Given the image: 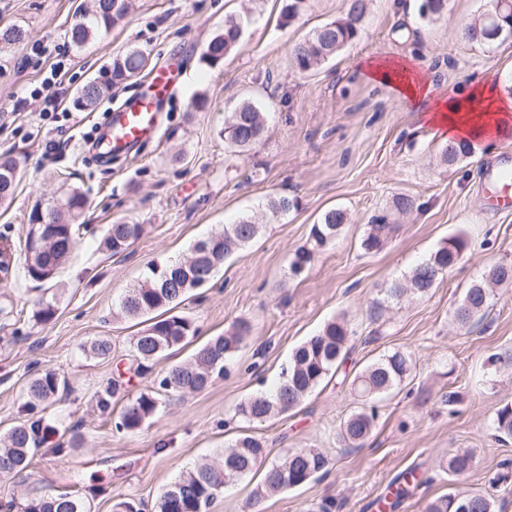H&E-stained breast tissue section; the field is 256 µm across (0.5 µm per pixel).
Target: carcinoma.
<instances>
[{
    "label": "carcinoma",
    "mask_w": 512,
    "mask_h": 512,
    "mask_svg": "<svg viewBox=\"0 0 512 512\" xmlns=\"http://www.w3.org/2000/svg\"><path fill=\"white\" fill-rule=\"evenodd\" d=\"M448 6V0H429L420 5L422 18L438 20ZM369 0H348V8L341 18L327 22L308 37L294 44L293 64L302 72L317 68L335 57L353 42L361 31L367 15ZM129 0H93L90 8L79 11L71 25L69 37L73 44L83 46L102 30L121 23L128 15ZM463 38L473 44L491 47L512 39V19L504 16L498 25L480 15L462 30ZM242 35L241 21L229 17L224 30L207 43L202 59L210 65L219 63L238 45ZM26 32L15 26L0 27V47L22 43ZM148 66V57L133 48L112 58L107 67L87 82L77 96L76 104L85 109L94 107L109 90L139 76ZM267 132V112L250 101L239 104L224 120V140L237 153L248 151L262 140ZM472 143L450 142L439 149V160L454 166L470 155ZM19 177V164L13 158H0V204L12 199ZM59 205L53 209L37 203L30 216V229L24 243L25 271L31 279L52 278L69 258L80 225L77 221L87 206L85 193L75 186H62ZM417 208L416 199L398 194L365 225L360 248L366 253L378 252L397 230L400 219ZM347 214L341 209H330L321 221L311 226L304 245L294 252L288 264L289 275H302L339 235ZM265 229L255 215H244L220 231L197 240L190 253L204 251L213 240H220L219 250L205 256V260L220 268L224 262L246 248ZM141 224L117 221L109 226L102 239L103 248L113 255L123 253L129 244L140 237ZM468 238L460 232L442 243L402 280L393 282L381 296L369 305V316L379 319L392 306L401 304L407 296L423 297L436 287L439 280L463 256ZM206 282L198 276L197 267L183 259L158 268L153 266L143 280L129 288L118 302L119 313L127 319H138L143 328L134 336L132 347L136 372L147 373L154 361L165 351L189 343L195 337L193 321L173 313L188 294L202 288ZM512 286V258L502 257L488 266L481 277L463 292L452 311L453 321L462 328L479 324L494 306L493 288ZM253 330L245 318L235 320L228 330L200 345L187 365H174L155 380V389L141 392L129 400L115 422L118 433L134 432L155 413L161 399L192 393L206 388L213 379L224 375L226 361L241 347ZM350 341L348 325L333 319L322 330L302 343L293 352L273 389L255 395L241 403L236 414L248 423H263L284 414L299 404L326 379L338 373ZM492 374L512 378V347H504L487 358ZM411 355L392 350L359 371L351 381V389L359 397V406L339 426L338 441L344 448H360L373 433L378 413L375 402L396 390L412 375ZM68 388V382L53 370L46 369L32 377L26 385L27 410L32 412L39 404H51ZM42 419L29 418L15 425L0 446V467L17 474L26 470L39 451ZM490 428L500 440L512 439V403L499 408ZM265 457L264 442L244 433L224 452L220 465L199 462L181 474L163 491L155 512H209L212 504L224 492L226 485L249 475ZM474 456L468 451L451 455L442 470L459 475L470 469ZM325 456L311 449H292L276 462L269 464L263 476L261 490L276 494L302 486L312 477L327 471ZM6 512H85L84 503L69 493L30 499L24 503L11 502ZM424 512H496L495 496L487 491L455 490L428 501Z\"/></svg>",
    "instance_id": "carcinoma-1"
}]
</instances>
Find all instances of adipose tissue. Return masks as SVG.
<instances>
[{
	"label": "adipose tissue",
	"mask_w": 512,
	"mask_h": 512,
	"mask_svg": "<svg viewBox=\"0 0 512 512\" xmlns=\"http://www.w3.org/2000/svg\"><path fill=\"white\" fill-rule=\"evenodd\" d=\"M363 68L370 80L388 85L409 101L421 122L441 138L491 141L512 134V97L503 95L492 78H476L464 91L444 90L434 86L410 56L373 57Z\"/></svg>",
	"instance_id": "1"
}]
</instances>
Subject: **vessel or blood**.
I'll use <instances>...</instances> for the list:
<instances>
[{
  "label": "vessel or blood",
  "mask_w": 512,
  "mask_h": 512,
  "mask_svg": "<svg viewBox=\"0 0 512 512\" xmlns=\"http://www.w3.org/2000/svg\"><path fill=\"white\" fill-rule=\"evenodd\" d=\"M183 72L174 62L153 70L142 90L113 109L109 124L94 145L105 160L130 154L161 135L165 103L179 89ZM484 193L491 208L512 213V157L505 156L486 168Z\"/></svg>",
  "instance_id": "1"
}]
</instances>
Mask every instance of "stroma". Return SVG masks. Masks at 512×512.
Returning a JSON list of instances; mask_svg holds the SVG:
<instances>
[{"mask_svg": "<svg viewBox=\"0 0 512 512\" xmlns=\"http://www.w3.org/2000/svg\"><path fill=\"white\" fill-rule=\"evenodd\" d=\"M288 0H133L130 15L83 47L68 29L75 9L91 0H0V25H16L25 41L0 49V156L18 161L20 179L10 205L0 206V236L24 240L36 201L57 193L58 172L88 197L83 230L68 261L48 282L29 279L24 254H13L0 279V437L26 419L24 384L53 369L69 383L67 394L41 416L49 430L31 468L0 476V501L19 502L62 492L81 499L87 512H113L134 500L152 512L161 492L201 460L221 462L238 434L261 437L268 461L290 448H316L328 472L285 493H259L261 471L225 488L210 512H312L327 498L337 512H376L397 474L419 468L424 482L395 512H423L426 503L454 486L488 489L512 441H495V411L512 402V381H490L487 357L512 346V288L498 290L495 306L466 331L452 321L464 288L486 267L512 257V214H498L481 192L487 163L512 156V135L484 145L453 167L440 165L442 145L420 126L409 103L390 87L367 80L363 57L411 55L436 85L468 87L473 77L498 80L512 95V40L482 47L462 36L464 24L489 9L490 0H448L436 21L407 11L400 0H372L359 38L310 72L291 60L294 43L343 16L347 0H305L299 16L282 25ZM241 19L238 47L210 66L202 51L228 16ZM46 45L47 55L30 48ZM68 49L62 118L45 113L40 83L57 52ZM137 48L151 64L182 61L185 80L167 103L163 135L136 155L99 161L87 140L99 132L115 101L132 94L129 80L94 109L78 107L80 87L115 55ZM202 100L201 109L191 106ZM267 108L268 130L254 148L232 154L224 143V118L237 104ZM419 204L376 254L360 248L364 226L394 195ZM294 206L271 218L260 237L229 258L210 286L191 292L177 309L194 320L199 340L224 333L245 318L254 331L206 389L159 406L140 430H114L127 397L150 389L156 375L187 363L193 345L166 351L152 373L134 375L131 342L135 321L115 318L118 298L143 279L150 264L187 257L198 239L244 213L262 215L269 198ZM333 208L348 215L335 243L302 276L289 277L288 261L312 224ZM122 220L145 231L113 256L99 243L109 224ZM466 232L469 248L429 294L404 301L373 321L370 302L404 278L439 243ZM57 312L34 323L39 303ZM344 318L352 331L337 377L324 381L294 410L263 424L236 414L238 405L267 390L293 350L324 324ZM108 337L107 358L85 345ZM411 353L416 375L379 405L377 426L364 447L342 448L340 422L356 401L350 378L388 350ZM124 392L111 394L113 382ZM460 401L445 402L448 393ZM474 451L461 477L442 472L452 450Z\"/></svg>", "mask_w": 512, "mask_h": 512, "instance_id": "1", "label": "stroma"}]
</instances>
